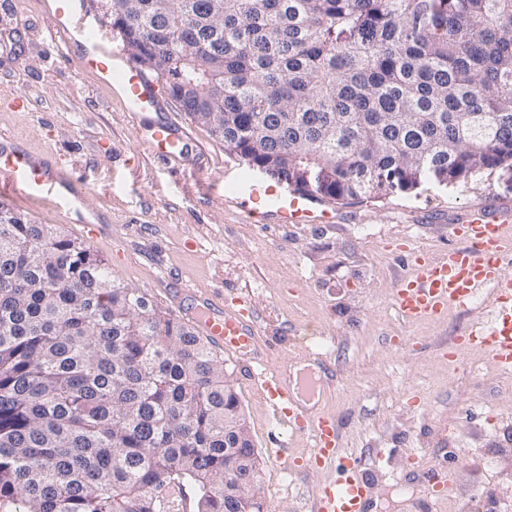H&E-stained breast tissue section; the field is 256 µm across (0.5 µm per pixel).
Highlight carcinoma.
I'll list each match as a JSON object with an SVG mask.
<instances>
[{"mask_svg":"<svg viewBox=\"0 0 512 512\" xmlns=\"http://www.w3.org/2000/svg\"><path fill=\"white\" fill-rule=\"evenodd\" d=\"M111 31L247 163L336 169L329 200L512 171V0H112ZM131 291L0 203V512H261L224 482L252 463L224 362Z\"/></svg>","mask_w":512,"mask_h":512,"instance_id":"cac0c4a2","label":"carcinoma"}]
</instances>
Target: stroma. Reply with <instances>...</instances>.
Here are the masks:
<instances>
[{
    "instance_id": "obj_1",
    "label": "stroma",
    "mask_w": 512,
    "mask_h": 512,
    "mask_svg": "<svg viewBox=\"0 0 512 512\" xmlns=\"http://www.w3.org/2000/svg\"><path fill=\"white\" fill-rule=\"evenodd\" d=\"M46 4L0 0V134L67 172L102 225L91 241L50 208L29 216L88 240L124 283L184 319L193 303L176 299L178 284L245 297L267 371L314 376L319 408L335 413L342 444L367 462L369 512H512V379L487 353L447 356L454 336L490 318L488 290L467 308L409 324L393 307L396 284L412 273L397 245L444 258L460 245L452 226L481 205L512 226V173L482 168L449 184L425 179L409 193L339 201L333 224L244 218L225 203L226 190L242 173L259 181L266 173L174 102L170 114L207 157L157 161L145 130L82 68L79 49L59 55L44 43ZM216 352L250 426L265 512H309L334 470L286 471L272 437L292 457L308 456L310 439L272 414L242 356ZM450 469L453 485L431 498L429 475Z\"/></svg>"
}]
</instances>
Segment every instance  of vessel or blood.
<instances>
[{"label":"vessel or blood","mask_w":512,"mask_h":512,"mask_svg":"<svg viewBox=\"0 0 512 512\" xmlns=\"http://www.w3.org/2000/svg\"><path fill=\"white\" fill-rule=\"evenodd\" d=\"M50 43L63 49L83 38L84 69L96 73L116 94L125 112L137 126L146 127V146L155 158L167 163L182 161L193 151V142L176 122L167 117L168 95L160 80L140 70L109 40L87 32L86 0H52ZM0 194L23 195L46 202L63 216H70L71 200L79 198L78 185L46 157L17 148L8 137L0 138ZM241 213L256 215L268 224H332L336 211L330 202L309 189H287L281 183H260L242 178L230 197ZM454 233L463 248L449 251L435 260L411 251L413 274L400 280L393 305L404 322L437 317L449 308L467 307L482 288L493 292L489 322L471 325L453 340V356L468 349L489 353L494 365L512 374V276L505 266L512 262V229L502 224L491 208L471 210ZM197 322L211 339L226 349L245 353L257 343L256 313L247 305L229 306L223 297L199 298L195 305ZM250 379L262 388L276 416L293 432L312 441L311 463L334 467L336 475L321 488L313 512H366L371 485L361 459L349 454L340 440L335 414L310 413L297 402L283 371L265 372L248 368Z\"/></svg>","instance_id":"1"}]
</instances>
